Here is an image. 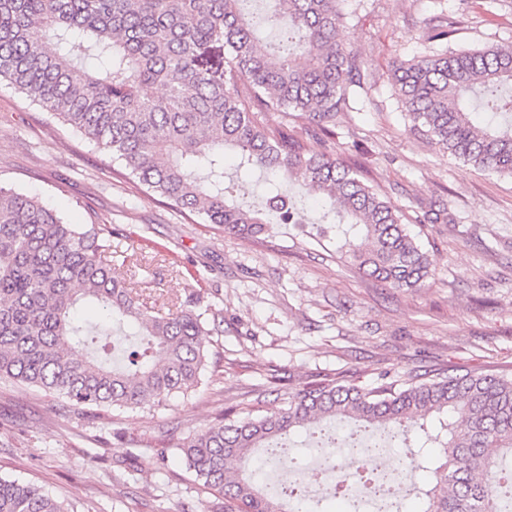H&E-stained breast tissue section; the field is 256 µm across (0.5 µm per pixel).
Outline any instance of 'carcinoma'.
Here are the masks:
<instances>
[{"label": "carcinoma", "instance_id": "1", "mask_svg": "<svg viewBox=\"0 0 512 512\" xmlns=\"http://www.w3.org/2000/svg\"><path fill=\"white\" fill-rule=\"evenodd\" d=\"M244 0H0V83L54 113L172 205L230 236L266 231L267 213L297 223L282 182L321 194L316 224L356 230L347 256L398 290L424 286L430 260L402 211L360 170L308 151L297 137L264 126L263 112L289 111L313 135H334L336 115L366 94L364 63L338 42L340 0H269L264 21L277 48L256 41ZM457 21H422L430 54L391 65L414 132L474 167L512 175V45L450 50ZM157 85L164 94L155 98ZM279 182L268 212L229 202L224 152ZM112 229L65 224L37 198L0 186V379L66 397L81 409L150 407L201 384L208 350L203 296L160 314L112 266ZM91 299L106 321L89 338L72 326ZM135 323L143 345L112 364V322ZM161 357V362L154 361ZM346 420L362 438L381 428L393 441L427 431L435 484L420 489L426 512H512V377L410 376L365 388L325 378L282 407L233 412L180 446L196 484L238 512H295L231 465L285 445L298 428ZM0 512H68L42 489L0 477Z\"/></svg>", "mask_w": 512, "mask_h": 512}]
</instances>
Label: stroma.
I'll return each instance as SVG.
<instances>
[{
  "label": "stroma",
  "mask_w": 512,
  "mask_h": 512,
  "mask_svg": "<svg viewBox=\"0 0 512 512\" xmlns=\"http://www.w3.org/2000/svg\"><path fill=\"white\" fill-rule=\"evenodd\" d=\"M341 39L365 65L368 102L335 135L280 112L270 127L315 152L360 162L411 218L431 261L424 287L397 291L346 258V224L302 221L260 238L216 225L147 189L110 153L0 85V186L37 197L69 224H105L133 261L127 280L158 309L195 292L215 315L203 383L151 409L98 416L68 399L0 381V477L48 490L76 512H224L179 454L225 409L269 411L317 378L375 386L440 371L512 377V177L459 162L409 130L388 78L395 59L426 53L419 25L458 20L450 46L512 43V0H341ZM447 210L449 223L417 215Z\"/></svg>",
  "instance_id": "1"
}]
</instances>
